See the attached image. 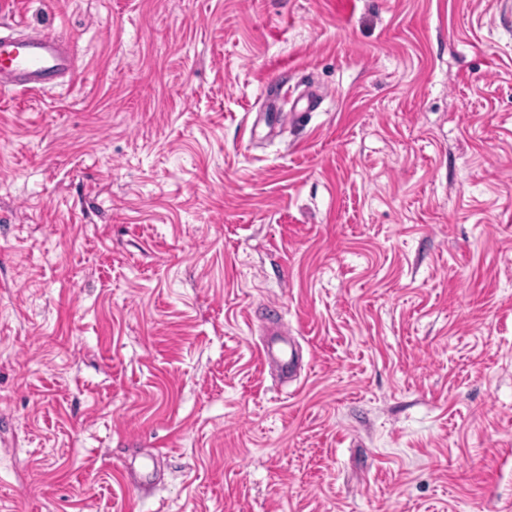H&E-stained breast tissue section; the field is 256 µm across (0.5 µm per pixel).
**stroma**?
I'll return each instance as SVG.
<instances>
[{"label": "stroma", "mask_w": 512, "mask_h": 512, "mask_svg": "<svg viewBox=\"0 0 512 512\" xmlns=\"http://www.w3.org/2000/svg\"><path fill=\"white\" fill-rule=\"evenodd\" d=\"M0 9V512H512V0ZM75 54L66 41L43 31L18 37L0 26V89L34 92L72 83ZM263 364H275L283 375L290 374L294 369L293 351L288 347V338L272 337L259 348Z\"/></svg>", "instance_id": "1"}]
</instances>
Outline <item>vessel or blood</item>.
<instances>
[{"instance_id":"vessel-or-blood-1","label":"vessel or blood","mask_w":512,"mask_h":512,"mask_svg":"<svg viewBox=\"0 0 512 512\" xmlns=\"http://www.w3.org/2000/svg\"><path fill=\"white\" fill-rule=\"evenodd\" d=\"M76 72L75 54L68 42L43 30L22 37L0 31V89L41 91L73 82ZM259 354L262 363L275 364L281 373L294 369L287 338L267 339Z\"/></svg>"}]
</instances>
